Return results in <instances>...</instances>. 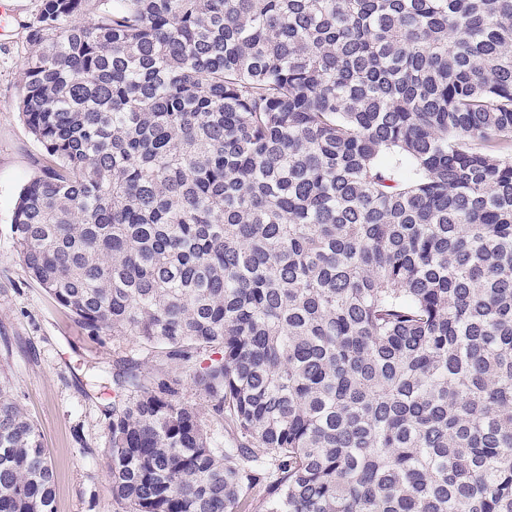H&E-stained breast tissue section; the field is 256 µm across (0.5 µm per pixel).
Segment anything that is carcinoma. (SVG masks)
Returning <instances> with one entry per match:
<instances>
[{
    "label": "carcinoma",
    "mask_w": 512,
    "mask_h": 512,
    "mask_svg": "<svg viewBox=\"0 0 512 512\" xmlns=\"http://www.w3.org/2000/svg\"><path fill=\"white\" fill-rule=\"evenodd\" d=\"M27 28L20 257L176 372L112 375L122 512H512V0H42ZM7 386L0 512H55Z\"/></svg>",
    "instance_id": "cac0c4a2"
}]
</instances>
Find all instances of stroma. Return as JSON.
<instances>
[{
  "label": "stroma",
  "mask_w": 512,
  "mask_h": 512,
  "mask_svg": "<svg viewBox=\"0 0 512 512\" xmlns=\"http://www.w3.org/2000/svg\"><path fill=\"white\" fill-rule=\"evenodd\" d=\"M9 36L0 40V370L10 394L39 428L54 471L55 512H119L107 461L106 409L111 376L133 341L91 334L35 281L19 256L10 225L21 187L45 154L17 111L25 25L40 0H12Z\"/></svg>",
  "instance_id": "stroma-1"
}]
</instances>
